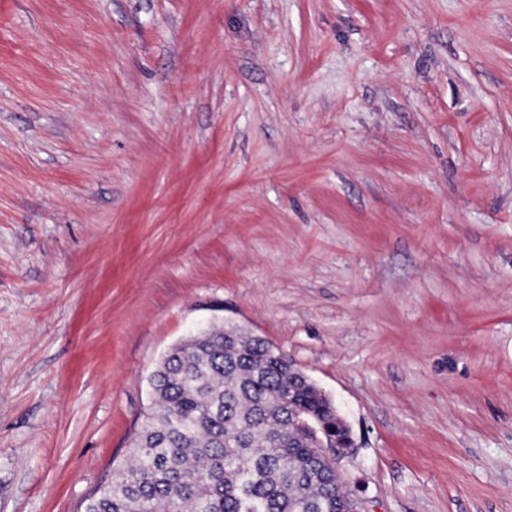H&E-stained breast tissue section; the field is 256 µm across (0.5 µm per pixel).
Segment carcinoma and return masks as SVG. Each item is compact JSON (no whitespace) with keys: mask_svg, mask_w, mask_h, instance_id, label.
<instances>
[{"mask_svg":"<svg viewBox=\"0 0 512 512\" xmlns=\"http://www.w3.org/2000/svg\"><path fill=\"white\" fill-rule=\"evenodd\" d=\"M129 464L84 512H336L347 494L296 434L331 402L260 338L217 328L171 348Z\"/></svg>","mask_w":512,"mask_h":512,"instance_id":"obj_1","label":"carcinoma"}]
</instances>
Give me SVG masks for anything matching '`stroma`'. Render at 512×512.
<instances>
[{
    "label": "stroma",
    "mask_w": 512,
    "mask_h": 512,
    "mask_svg": "<svg viewBox=\"0 0 512 512\" xmlns=\"http://www.w3.org/2000/svg\"><path fill=\"white\" fill-rule=\"evenodd\" d=\"M213 325L362 512H512V0H0V512H83Z\"/></svg>",
    "instance_id": "obj_1"
}]
</instances>
